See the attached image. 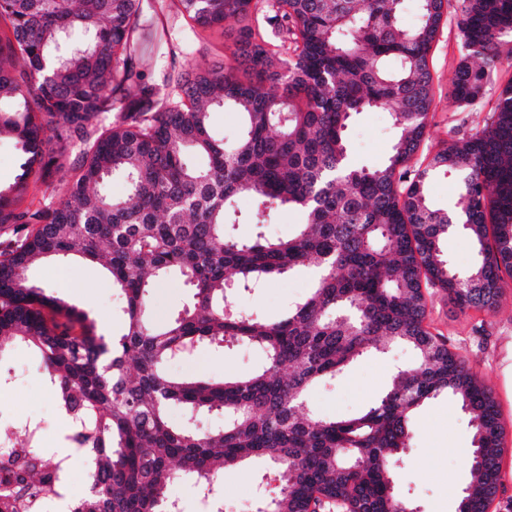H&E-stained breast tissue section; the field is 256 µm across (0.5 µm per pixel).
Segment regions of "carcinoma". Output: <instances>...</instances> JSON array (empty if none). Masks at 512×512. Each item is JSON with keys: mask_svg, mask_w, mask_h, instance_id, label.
<instances>
[{"mask_svg": "<svg viewBox=\"0 0 512 512\" xmlns=\"http://www.w3.org/2000/svg\"><path fill=\"white\" fill-rule=\"evenodd\" d=\"M144 2L0 0L12 32L0 39V134L26 155L0 191V357L24 344L43 363L66 438L87 459L88 488L72 512H174L179 479L195 481L212 512H223L217 478L246 459L266 461L279 481L259 512H319L338 500L344 512H409L395 483L410 421L442 394L473 429L457 507L485 512L501 479L498 403L465 358L425 328L423 289H444L462 311L494 310L512 278V84L482 129L416 166L447 0H417L411 27L407 0H172L194 27L236 18L237 49L220 70L191 69L161 84L146 73L145 34L173 56L181 48ZM458 3L463 54L452 99L478 112L512 44V0ZM215 107L242 115L228 146L210 133ZM371 110L390 113L397 136L385 163L358 167L345 133L353 115ZM64 169V202L23 204ZM437 171L457 185L450 211L429 200ZM114 177L125 183L121 195L107 189ZM243 193L256 224L281 207L306 222L288 238L235 237L226 225L239 222L233 202ZM454 224L476 251L463 274L440 249ZM48 257L109 273L124 299L119 337L97 335L84 313L31 281ZM306 264L317 271L311 294L285 317L236 306L237 293ZM172 273L193 288V301L159 321L152 290ZM396 342L411 346L416 362L361 414L308 409L318 383L364 350ZM226 343L260 348L264 363L220 380L167 371L198 345ZM176 404L192 419L222 414L224 424L175 425ZM59 480L56 460L38 445L21 454L0 446V512H26Z\"/></svg>", "mask_w": 512, "mask_h": 512, "instance_id": "obj_1", "label": "carcinoma"}]
</instances>
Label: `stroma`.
I'll use <instances>...</instances> for the list:
<instances>
[{"instance_id":"1","label":"stroma","mask_w":512,"mask_h":512,"mask_svg":"<svg viewBox=\"0 0 512 512\" xmlns=\"http://www.w3.org/2000/svg\"><path fill=\"white\" fill-rule=\"evenodd\" d=\"M159 22L173 41L180 43L183 52L175 59L157 56L152 71L154 81L193 67H220L235 49L238 25L234 20H227L220 28L203 30L188 25L175 11L166 10L160 13ZM460 57L457 2L449 0L430 53L435 101L419 157L433 156L450 138L472 133L483 125L487 110L495 105L497 94L492 91L484 100L483 111L463 112L455 106L450 96L451 79ZM394 137L389 113L370 111L356 115L346 134L352 162L360 167L381 164ZM236 209L240 222L232 232L242 239L253 237L259 230L269 238H285L295 234L304 221L300 212L280 211L272 214L263 227H255L249 222L254 203L247 195L237 197ZM31 277L38 286L52 289L56 296L86 313L95 321L98 333L121 331L123 301L99 266L76 259H47L33 268ZM313 281L314 268L307 265L239 294L237 303L243 309L278 319L309 294ZM426 297L429 331L466 358L471 370L493 389L499 402L505 452L501 484L490 512H512V284L505 288L492 312L459 311L447 292L438 288L428 289ZM190 299L191 290L182 280L175 276L165 279L152 293L154 315L160 320L168 319ZM413 359V351L404 345L368 352L340 376L315 389L309 406L326 417L356 414L383 393L397 369L410 365ZM263 361L261 351L247 345L217 349L204 344L175 358L168 370L175 377L221 379L249 374ZM0 369L9 378L8 384L0 387V425L36 412L44 418L49 438L58 439L63 424L42 383L34 352L25 347L12 348L0 357ZM410 428L411 444L405 450L398 476L402 495L418 512H455L457 502L449 496L448 486H464L470 478L473 432L468 416L455 401L442 395L414 413ZM218 488L229 512H247L250 502L274 496L277 491L273 471L260 461L225 468Z\"/></svg>"}]
</instances>
